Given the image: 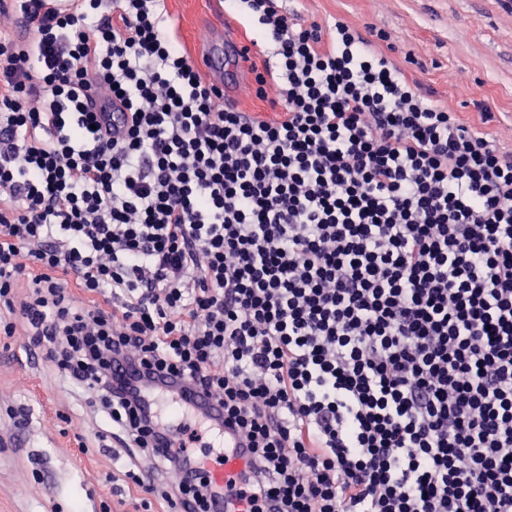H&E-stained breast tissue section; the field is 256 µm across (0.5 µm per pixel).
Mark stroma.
<instances>
[{"label":"stroma","instance_id":"stroma-1","mask_svg":"<svg viewBox=\"0 0 512 512\" xmlns=\"http://www.w3.org/2000/svg\"><path fill=\"white\" fill-rule=\"evenodd\" d=\"M213 0H166L168 20L189 56L225 25ZM332 29L401 33L394 54L413 53L407 79L501 143L512 145V9L501 0H282ZM452 72L463 83L448 81ZM493 114L481 123V109ZM24 328L0 341V512H102L127 498L121 471L130 451L98 438L104 423L85 393L71 387L43 358H30ZM25 413L24 427L9 415Z\"/></svg>","mask_w":512,"mask_h":512}]
</instances>
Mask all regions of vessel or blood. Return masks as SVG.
<instances>
[{"label": "vessel or blood", "instance_id": "obj_1", "mask_svg": "<svg viewBox=\"0 0 512 512\" xmlns=\"http://www.w3.org/2000/svg\"><path fill=\"white\" fill-rule=\"evenodd\" d=\"M251 48L239 37L225 33L224 37L216 38L208 43L197 55L196 65L206 73L214 85L224 93L226 103L232 104L236 96L245 87V73L249 68ZM101 132L108 138H121L126 128V117L121 105H114L112 111L100 115ZM167 394V404H160L159 394ZM151 405H163L165 413H172L174 406L190 401L203 415L214 422L223 423L224 416L215 400L191 390L181 388L168 390L166 385L158 384L147 392ZM243 461L232 454H212L202 457L198 466L201 477L217 486L225 483L241 470Z\"/></svg>", "mask_w": 512, "mask_h": 512}]
</instances>
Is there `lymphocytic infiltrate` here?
Masks as SVG:
<instances>
[{
	"label": "lymphocytic infiltrate",
	"instance_id": "f902f5d3",
	"mask_svg": "<svg viewBox=\"0 0 512 512\" xmlns=\"http://www.w3.org/2000/svg\"><path fill=\"white\" fill-rule=\"evenodd\" d=\"M229 8L273 47L275 116L225 104L165 0H0V335L152 465L133 512H512V150L373 32ZM168 377L237 432L223 491L158 452ZM105 112L99 117L101 133L111 139H120L126 128V117L122 113L126 110L123 106L117 104L113 108H107Z\"/></svg>",
	"mask_w": 512,
	"mask_h": 512
}]
</instances>
